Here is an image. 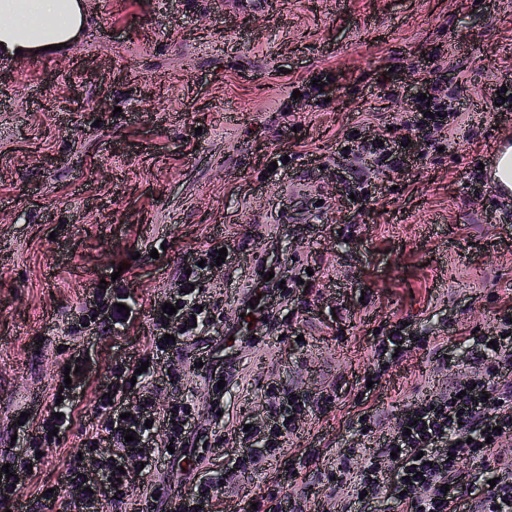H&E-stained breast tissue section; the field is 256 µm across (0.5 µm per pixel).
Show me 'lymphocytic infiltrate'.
I'll return each instance as SVG.
<instances>
[{"mask_svg": "<svg viewBox=\"0 0 512 512\" xmlns=\"http://www.w3.org/2000/svg\"><path fill=\"white\" fill-rule=\"evenodd\" d=\"M429 97L415 101L409 115L400 119L397 135L381 142H362L353 147L356 158L365 162L368 172L380 169L399 171L405 165L404 134L409 130L424 132L426 138L453 142L460 127L462 113L452 105L448 90L430 86ZM201 262H188V274L180 275V289L168 296L167 302L177 306L174 314L164 313L161 305H153V331L145 360L149 367L139 377L137 398L142 415L122 418L128 397L119 385H106V397L97 398L100 409H108L115 420L108 434L88 426L80 443L82 450H100L101 478L86 481L79 466H71L61 477L65 484H88L89 492L81 500L83 512H102L113 486L120 476L113 450L141 447L152 441L155 460L180 464L185 474H192V447L207 441L210 425L185 411L159 408L154 395L161 384H178L184 377H202L207 388L210 413L224 408V392L218 381L233 383L237 373L235 353L225 351L223 344L211 336L212 316L206 311L205 295L199 290L203 267L215 266L213 250L201 254ZM264 270H257L253 285L242 303L254 323L265 330L274 329L282 308L283 294L276 280H265ZM122 294L111 295L98 290L96 300L82 304L80 319L92 322L95 329L124 324L118 305ZM176 323L179 331L174 341H166L165 325ZM488 337L489 344L473 350V370L466 381L449 379L445 391L425 397L403 417L397 419L392 434L381 448L359 455L349 448L338 457V467L350 477L353 498L359 499L364 512H371L374 503L389 502L392 512H512V480L497 479L495 486L478 489L477 481L487 467V443H499L512 437V319L496 320ZM203 347L201 365L179 369L175 363L189 347ZM269 408L267 423L249 429V436H258L262 445L247 447L235 460L240 473L261 475L270 456L282 453L290 434L310 415L313 405L302 395L274 387L265 394ZM134 434V442H126V434ZM394 457V466H387V457Z\"/></svg>", "mask_w": 512, "mask_h": 512, "instance_id": "lymphocytic-infiltrate-1", "label": "lymphocytic infiltrate"}]
</instances>
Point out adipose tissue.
<instances>
[{"mask_svg":"<svg viewBox=\"0 0 512 512\" xmlns=\"http://www.w3.org/2000/svg\"><path fill=\"white\" fill-rule=\"evenodd\" d=\"M38 18L27 36L17 34L20 14ZM84 25L79 0H0V56L30 58L41 47L75 39Z\"/></svg>","mask_w":512,"mask_h":512,"instance_id":"obj_1","label":"adipose tissue"}]
</instances>
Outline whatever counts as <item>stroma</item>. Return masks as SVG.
<instances>
[{
    "instance_id": "1",
    "label": "stroma",
    "mask_w": 512,
    "mask_h": 512,
    "mask_svg": "<svg viewBox=\"0 0 512 512\" xmlns=\"http://www.w3.org/2000/svg\"><path fill=\"white\" fill-rule=\"evenodd\" d=\"M82 2L77 40L0 60V460L32 445L82 353L81 418L19 475L36 512H78L58 482L84 427L109 424L94 392L145 356L150 309L177 289L184 260L226 248L203 282L220 331L240 318L230 293L251 282L243 263L263 264L278 236L290 301L276 331L243 349L224 391V450L198 449L200 469L230 468L239 417L266 414V390L290 386L320 408L261 478L216 488L212 512H268L294 490L307 512H343L338 452L374 447L410 404L465 379L490 321L512 314V197L480 169L512 138V111L494 106L512 79V0H267L246 14L226 0ZM426 80L480 113L473 137L377 174L360 198L344 144L387 138L395 95L416 96ZM287 172L308 174L320 215L300 237L277 207ZM115 272L131 322L62 334ZM398 323L413 347L372 363ZM375 409L386 418L365 433L359 418ZM53 487L57 499L44 500Z\"/></svg>"
}]
</instances>
